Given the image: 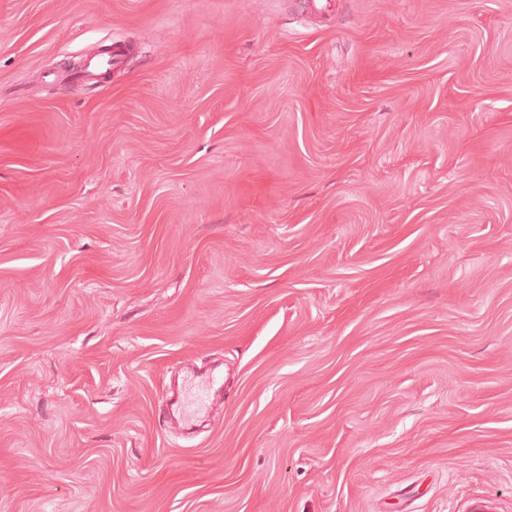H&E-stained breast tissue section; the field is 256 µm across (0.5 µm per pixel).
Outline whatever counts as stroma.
Masks as SVG:
<instances>
[{
	"mask_svg": "<svg viewBox=\"0 0 512 512\" xmlns=\"http://www.w3.org/2000/svg\"><path fill=\"white\" fill-rule=\"evenodd\" d=\"M477 497L512 512V0H0V512ZM114 50L112 53V56L100 59V58H94L91 59L87 65L81 70L76 73H73L69 76H67L64 80H72V81H82L85 83H94L98 81V76L100 71L105 65L111 64H118L124 60V56L121 55V53L118 52L119 47L118 43H113ZM63 80V81H64ZM223 388L219 377L210 375L198 382L193 388H184L176 399V410L186 420L195 415L207 413L211 406L213 393Z\"/></svg>",
	"mask_w": 512,
	"mask_h": 512,
	"instance_id": "obj_1",
	"label": "stroma"
}]
</instances>
